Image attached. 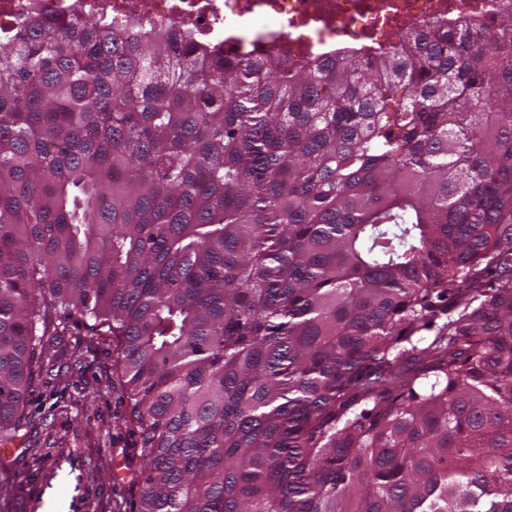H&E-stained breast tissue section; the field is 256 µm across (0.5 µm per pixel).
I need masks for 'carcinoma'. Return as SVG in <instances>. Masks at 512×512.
<instances>
[{
  "mask_svg": "<svg viewBox=\"0 0 512 512\" xmlns=\"http://www.w3.org/2000/svg\"><path fill=\"white\" fill-rule=\"evenodd\" d=\"M68 335L134 512H512V12L292 63L0 41V444Z\"/></svg>",
  "mask_w": 512,
  "mask_h": 512,
  "instance_id": "1",
  "label": "carcinoma"
}]
</instances>
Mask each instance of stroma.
<instances>
[{
  "label": "stroma",
  "mask_w": 512,
  "mask_h": 512,
  "mask_svg": "<svg viewBox=\"0 0 512 512\" xmlns=\"http://www.w3.org/2000/svg\"><path fill=\"white\" fill-rule=\"evenodd\" d=\"M60 341L61 362L44 366L17 447L6 449L9 482L0 512H126L137 494L126 456L132 439L113 421L112 349Z\"/></svg>",
  "instance_id": "1"
}]
</instances>
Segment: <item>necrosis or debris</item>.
Returning <instances> with one entry per match:
<instances>
[{"label": "necrosis or debris", "mask_w": 512, "mask_h": 512, "mask_svg": "<svg viewBox=\"0 0 512 512\" xmlns=\"http://www.w3.org/2000/svg\"><path fill=\"white\" fill-rule=\"evenodd\" d=\"M512 0H0V35L30 17L74 13L130 28L169 26L231 55L299 59L333 42L372 47L399 28L448 16L495 19Z\"/></svg>", "instance_id": "obj_1"}]
</instances>
